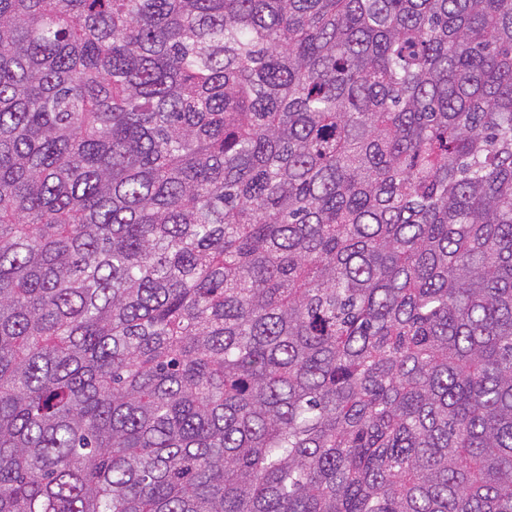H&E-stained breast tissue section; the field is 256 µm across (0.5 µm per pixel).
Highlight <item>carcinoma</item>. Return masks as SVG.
<instances>
[{"label":"carcinoma","instance_id":"obj_1","mask_svg":"<svg viewBox=\"0 0 512 512\" xmlns=\"http://www.w3.org/2000/svg\"><path fill=\"white\" fill-rule=\"evenodd\" d=\"M0 512H512V0H0Z\"/></svg>","mask_w":512,"mask_h":512}]
</instances>
